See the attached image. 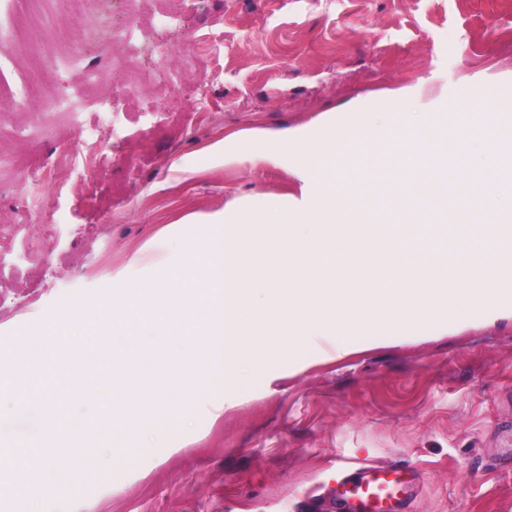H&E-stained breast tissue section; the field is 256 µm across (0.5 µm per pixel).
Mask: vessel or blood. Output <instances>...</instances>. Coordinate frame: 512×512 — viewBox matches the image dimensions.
<instances>
[{
    "mask_svg": "<svg viewBox=\"0 0 512 512\" xmlns=\"http://www.w3.org/2000/svg\"><path fill=\"white\" fill-rule=\"evenodd\" d=\"M416 476L404 469L362 463L344 469L336 487L340 512H410Z\"/></svg>",
    "mask_w": 512,
    "mask_h": 512,
    "instance_id": "obj_1",
    "label": "vessel or blood"
}]
</instances>
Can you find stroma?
<instances>
[{
  "instance_id": "stroma-1",
  "label": "stroma",
  "mask_w": 512,
  "mask_h": 512,
  "mask_svg": "<svg viewBox=\"0 0 512 512\" xmlns=\"http://www.w3.org/2000/svg\"><path fill=\"white\" fill-rule=\"evenodd\" d=\"M165 24L140 36L152 72L136 102L114 93L111 40L52 33L82 12L47 0L42 21L0 54V157L50 170L55 192L34 209L0 182V224L36 236L55 226L27 274L19 250L0 253V354L22 328L150 277L187 232L185 217L233 199L299 196L294 162L223 163L210 147L242 130L311 138L320 117L377 112L404 92L412 112L444 107L462 83L512 84V0H152ZM207 43L193 67L184 47ZM56 49L76 69H38ZM36 81L49 95L85 85L76 125L19 135L38 112L13 92ZM179 98H171L169 82ZM99 161L58 167L79 139ZM95 196L78 200L72 184ZM400 464L420 475L414 512H512V318H448L392 335L377 328L342 352L327 336L246 377L218 420L198 415L152 463L111 484L42 491L39 512H336L334 488L351 463Z\"/></svg>"
}]
</instances>
